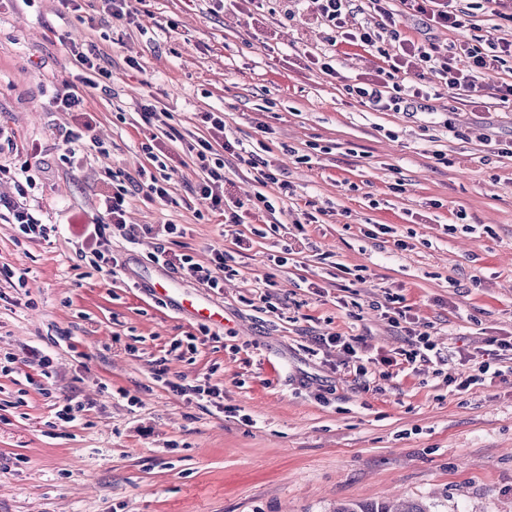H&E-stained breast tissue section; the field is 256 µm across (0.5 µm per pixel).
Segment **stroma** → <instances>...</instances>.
Masks as SVG:
<instances>
[{"instance_id": "obj_1", "label": "stroma", "mask_w": 512, "mask_h": 512, "mask_svg": "<svg viewBox=\"0 0 512 512\" xmlns=\"http://www.w3.org/2000/svg\"><path fill=\"white\" fill-rule=\"evenodd\" d=\"M79 3L66 21L58 0H0V194L15 196L12 174L27 167L26 203L56 227L29 241L0 213V355L19 367L0 375V512H334L395 496L429 512H512V374L466 392L446 382L462 372L461 352L512 337V106L464 96L413 114L372 110L348 88L385 59L340 45L337 77L305 68V51L328 33L305 0H270L261 16L245 4L136 0L131 24L113 22L104 0ZM64 34L108 72L87 102L103 149L73 157L62 135L80 115L48 105L83 74ZM151 96L178 137L142 123ZM203 112L223 113L225 136L276 176L265 184L228 161L226 197L260 191L274 211L228 224L199 199L189 147L206 133ZM153 153L167 164L170 200L133 191L136 241L113 239L117 274L94 270L77 251L108 172L137 179ZM311 201L326 215L274 265L284 226ZM461 212L473 232L456 228ZM167 221L185 228L198 262L235 256L221 290L183 280L223 306L224 324L181 359L172 343L199 324L147 287L163 269L142 228ZM238 236L249 250L238 251ZM341 265L349 276L338 277ZM11 272L25 273V288H11ZM391 295L447 364L388 365L405 346L381 315ZM334 334L361 338L365 385L316 346ZM44 354L52 398L85 405L64 428L38 389ZM207 375L224 384L223 408L170 388Z\"/></svg>"}]
</instances>
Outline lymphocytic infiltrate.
<instances>
[{
  "mask_svg": "<svg viewBox=\"0 0 512 512\" xmlns=\"http://www.w3.org/2000/svg\"><path fill=\"white\" fill-rule=\"evenodd\" d=\"M311 16L331 31L324 47L306 51L304 58L307 68H316L328 76H336V47L350 43L384 52L386 44H394L395 53L391 56L388 71L364 83L349 86V93L359 97L377 111H410L416 108L419 99L430 95L431 90L424 85L426 72L437 73L441 87L448 97L454 98L464 91H472L478 76L499 72L512 59V38L492 37L487 39L484 48L471 46L468 41L449 44L447 50H440L434 42L400 38L396 29V16L405 9L418 16L423 28L429 31L454 30L466 32L472 29V14L460 7L458 0H367L366 5H357L355 0H307ZM371 8L380 17L375 27L358 22L357 16L364 8ZM80 65L89 70L82 86L68 85L56 91L49 101L51 108L60 112L85 111V102L92 90L98 89L99 81L92 79L96 71V56L91 52L80 51L76 43H69ZM206 126L208 137L197 140L195 156L203 173L196 187L200 198L209 208L227 212L228 223L241 221L239 214L242 201H228L224 195V160L215 156V146H222L224 155H231L240 163L256 168L262 166L263 158L247 151L242 143L224 137V115L220 112H204L200 115ZM130 195L129 189L120 179L107 184L102 194L101 207L91 224L96 240L95 245L81 249L79 257L94 269H101L107 258L103 250L109 240L122 237L134 239L133 230L128 229L125 214ZM158 236L164 240L151 254L155 264L172 269L185 278L207 288L221 289L225 273L229 272V254L215 252L210 264L204 265L195 260L192 254L176 252L166 248L167 240L183 236L179 225H160ZM512 351V341H497L493 350L487 351L485 358H472L465 372L455 380L457 391H467L476 386L491 384L501 377L498 366L499 354Z\"/></svg>",
  "mask_w": 512,
  "mask_h": 512,
  "instance_id": "1",
  "label": "lymphocytic infiltrate"
}]
</instances>
